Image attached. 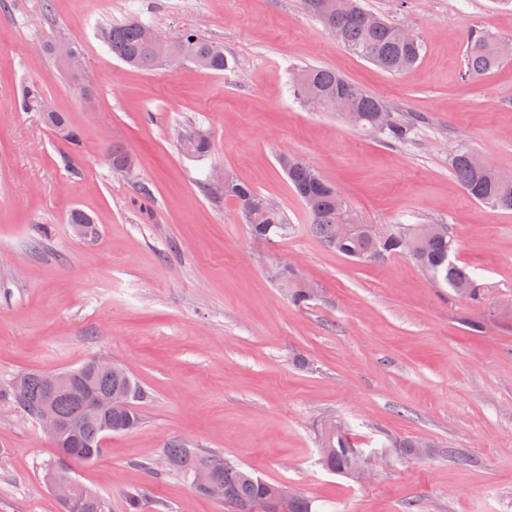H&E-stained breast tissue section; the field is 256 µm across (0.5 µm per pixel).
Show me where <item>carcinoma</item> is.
<instances>
[{"instance_id": "1", "label": "carcinoma", "mask_w": 512, "mask_h": 512, "mask_svg": "<svg viewBox=\"0 0 512 512\" xmlns=\"http://www.w3.org/2000/svg\"><path fill=\"white\" fill-rule=\"evenodd\" d=\"M301 5L350 53L387 71L409 70L420 58L421 42L402 41L398 37V23L369 12L360 0H301ZM144 27L145 24L140 21L129 20L102 28L100 35L113 56L143 71H151L156 63L153 51L144 39ZM44 48L54 59L56 67L70 80L77 81V74L69 68L68 60L72 56H83L82 46L49 37L45 40ZM173 52L183 62H192L214 72L224 70L227 65L224 48L192 31L178 36ZM501 60L497 44L489 35L477 32L468 35L465 76H483L497 68ZM291 89L301 104L315 99L323 112L336 111V99L344 98L348 110L339 113V116L360 130L373 127L378 113H391V119L379 133V137L388 143L412 141L422 122V117L418 115L390 112L378 97L326 68L310 66L298 70ZM21 98L26 108L42 113L48 127L66 129L65 142L72 148L80 146L81 137L77 129L69 123L64 113L53 109L45 101L40 87H24ZM196 132L198 135L192 140L180 135L179 146L184 154L200 157L210 152L211 140L209 136L201 135V129H196ZM108 157L113 171L131 174L129 167L134 164V158L124 146L112 145ZM278 163L306 208L310 231L322 245L361 264L376 263L394 254L403 255L416 263L434 282L447 286L456 296L476 299L472 272L452 259L457 242L448 227L440 224H396L389 231L380 233L372 225L366 224L361 232L342 237L338 233V225L355 224L357 220L336 189L321 177L313 165L297 156L284 154L279 157ZM450 167L456 180L473 199L496 209L512 210V180L503 181V177L488 165L478 166L472 153L467 150L454 155L450 159ZM224 195L237 201L254 237L272 241L288 234L289 225L279 209L253 204L259 192L249 184L229 177L224 184ZM310 287L311 284L304 280L288 278L289 296L298 305L309 300L307 292ZM73 373L74 382L82 393L65 394L54 402L57 413L66 422L58 444L68 447L77 455L98 458L102 454L103 428L110 425L119 432L136 429L141 423L136 404L147 399L148 394L128 373L111 375L95 366L92 360L73 369ZM42 391V372L29 371L0 388V402L29 417L31 403ZM85 394L96 398L118 397L120 401L112 404L102 418L78 424L76 420L81 415ZM392 447L405 456H414L417 449L428 448L430 444L404 439L392 442ZM355 448L357 445L348 428L339 422H330L321 430L319 463L324 469L345 477L350 470L352 450ZM164 454L170 461L169 468L188 477L194 476L201 467H212L217 479L224 483L228 493L227 503L233 505L236 512H253L255 506L264 504V496L272 487L271 483L223 456L195 448L184 441L168 443ZM61 503L64 512L108 510L101 498L88 503L76 496L68 501L63 499Z\"/></svg>"}]
</instances>
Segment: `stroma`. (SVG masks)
I'll list each match as a JSON object with an SVG mask.
<instances>
[{
  "instance_id": "obj_1",
  "label": "stroma",
  "mask_w": 512,
  "mask_h": 512,
  "mask_svg": "<svg viewBox=\"0 0 512 512\" xmlns=\"http://www.w3.org/2000/svg\"><path fill=\"white\" fill-rule=\"evenodd\" d=\"M363 3L419 36L413 69L352 55L300 0H8L0 11V387L94 358L145 387L140 427L73 466L110 512H126L138 487L144 512H231L163 468L176 439L290 486L312 512H512V211L472 199L448 166L463 148L512 177V54L463 75L468 33L512 44V5ZM129 18L221 44L228 65L130 68L99 36ZM50 35L82 45L89 90L44 53ZM309 65L422 116L415 138L386 144L300 104L290 85ZM26 84L68 116L79 149L22 108ZM192 126L212 141L200 159L179 148ZM115 143L135 154V177L113 172ZM283 153L313 165L376 230L448 225L479 301L451 296L406 257L359 264L325 248ZM224 172L275 204L288 235L254 238L233 199L203 189L206 174ZM75 208L94 237L69 224ZM282 263L316 285L306 304L273 281ZM328 418L372 451L367 480L319 464ZM387 436L434 448L384 459L374 450ZM53 455L36 421L0 403V512H62L43 479ZM148 460L158 479L141 470Z\"/></svg>"
}]
</instances>
